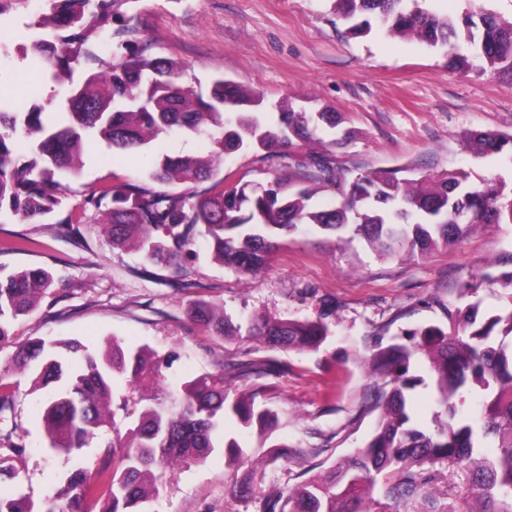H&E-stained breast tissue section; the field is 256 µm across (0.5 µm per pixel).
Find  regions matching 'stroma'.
<instances>
[{
	"label": "stroma",
	"mask_w": 512,
	"mask_h": 512,
	"mask_svg": "<svg viewBox=\"0 0 512 512\" xmlns=\"http://www.w3.org/2000/svg\"><path fill=\"white\" fill-rule=\"evenodd\" d=\"M42 8L43 0H12L0 15V32L8 35L0 98H13V77L24 72L38 86L36 104L56 112L64 87L31 70L23 57ZM130 13L151 54L181 59L200 82L221 74L270 102L288 96L299 109L342 113L340 129L351 139L334 153L345 166L462 169L475 183H512V161L474 156L461 140L471 130L512 134V81L491 71H449L444 50L379 29L351 36L352 22L336 14L334 0H133ZM308 153L305 147L241 150L222 170L229 183L266 188ZM151 162L140 152L112 154L101 141L87 144L81 176L64 202L80 221L78 233H59L53 215L35 223L0 217V271L42 268L69 283L14 323L12 342L0 346V371L17 344L36 337L75 338L99 349L115 338L150 354L176 353L165 371L173 385L232 365H261L262 375L242 388L275 413L273 426L228 421L226 430L244 446L247 461L218 450L203 464L166 473L153 512H263L267 497L327 475L374 432L378 415L369 409L372 381L364 366L374 343H402L410 332L447 327L446 306L457 301L461 284L484 262L512 252V224L477 225L464 241L415 261L385 259L363 240L343 242L305 226L281 235L269 266L257 275L224 267L199 244L180 275L112 246L94 213L77 208L102 185L143 179ZM22 236L33 238V246L14 249ZM200 302L223 308L236 325L253 315L320 317L328 335L310 351L270 349L244 332L214 336L192 316ZM10 379L25 447L11 485L39 504L75 467L97 465L100 441L71 456L54 451L37 408L43 391H32L30 372ZM242 484L251 494H239ZM466 489V469L439 465L420 496L397 510L422 512L429 495L438 512H467Z\"/></svg>",
	"instance_id": "obj_1"
}]
</instances>
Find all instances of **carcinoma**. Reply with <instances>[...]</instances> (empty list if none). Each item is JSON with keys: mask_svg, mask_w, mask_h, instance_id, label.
Returning a JSON list of instances; mask_svg holds the SVG:
<instances>
[{"mask_svg": "<svg viewBox=\"0 0 512 512\" xmlns=\"http://www.w3.org/2000/svg\"><path fill=\"white\" fill-rule=\"evenodd\" d=\"M133 0H45L33 26L45 34L27 51L49 78L69 80L72 64L84 62L88 74L71 85L63 112H46L0 100V214L35 221L62 208L82 166L86 142L100 140L117 153L150 151L160 135L182 131L203 139L204 156H157L139 184H107L83 197L82 210L102 217L114 246L132 245L152 262L177 268L184 250L200 237L214 257L235 271L261 270L279 247L277 232L289 234L303 224L359 237L387 259H423L434 249L452 246L478 224H512V187L486 181L469 183L459 169L418 174L410 168L348 169L329 155L341 144L317 136L342 123V115L295 109L283 98L272 107L256 91L222 76L202 95L185 81L188 67L179 60L148 53L147 40L121 8ZM336 14L364 19L351 26L355 36L378 23L392 36H409L448 50V67L466 72L478 66L512 81V19L485 9L453 20L420 5L421 0H335ZM108 43L103 57L86 48ZM465 141L477 155L505 153L512 158V134L470 133ZM310 154L307 183L278 178L269 188L224 186L220 159L244 149L303 146ZM27 150L32 158L21 163ZM209 186L197 191L202 182ZM319 188L336 192L335 204L315 209ZM485 273L460 288L478 294L483 284L512 289V254L489 262ZM47 271L23 269L0 274V343L10 339L12 321L34 311L39 297L61 285ZM480 301L465 308L448 305L450 331L427 327L411 333L406 344L386 347L378 341L368 361L377 378L372 408L379 411L372 438L337 462L329 478H312L287 497L267 503L266 512H375L378 477L383 494L396 502L414 497L426 466L465 462L469 512H512V301L489 316H479ZM194 318L218 336L230 334L223 314L205 303ZM248 335L271 349H312L327 336L322 320L250 319ZM421 355L431 371L437 410L434 430L412 425L408 392L424 383L410 373ZM13 362L37 364L33 390L51 387L40 404L50 446L71 454L108 431L97 467L74 469L66 484L37 509L25 496L0 484V512H147L158 494L163 471L175 464H199L216 448L235 459L242 445L221 433L235 417L244 426L272 425L274 414L253 397H230L224 373L197 377L169 396L156 390L165 380L171 356L151 357L141 347L112 340L110 349H89L77 339L35 338L17 347ZM0 375V480L15 477L14 458L22 422L15 412L13 383ZM122 380L129 394L119 410L136 416L121 436L111 407L114 385Z\"/></svg>", "mask_w": 512, "mask_h": 512, "instance_id": "obj_1", "label": "carcinoma"}]
</instances>
